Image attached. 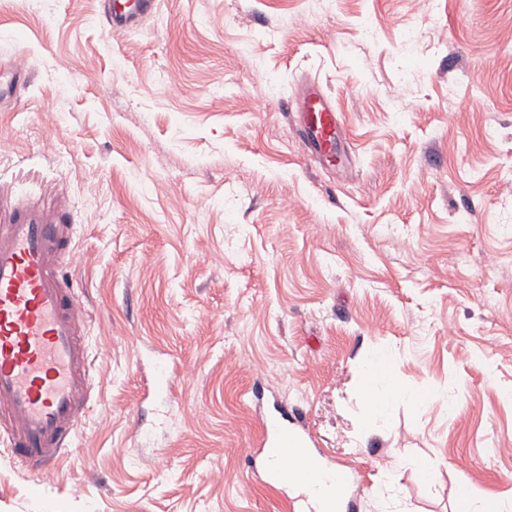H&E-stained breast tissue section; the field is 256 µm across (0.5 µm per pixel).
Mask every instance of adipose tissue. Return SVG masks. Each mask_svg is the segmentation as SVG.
I'll return each instance as SVG.
<instances>
[{"label":"adipose tissue","instance_id":"adipose-tissue-1","mask_svg":"<svg viewBox=\"0 0 512 512\" xmlns=\"http://www.w3.org/2000/svg\"><path fill=\"white\" fill-rule=\"evenodd\" d=\"M393 353H386L384 359L369 357L364 372V397L374 420H383L391 404L403 401L426 406L434 399L431 391L408 392L403 385L391 377Z\"/></svg>","mask_w":512,"mask_h":512}]
</instances>
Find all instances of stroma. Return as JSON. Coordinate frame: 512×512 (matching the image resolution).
<instances>
[{"mask_svg": "<svg viewBox=\"0 0 512 512\" xmlns=\"http://www.w3.org/2000/svg\"><path fill=\"white\" fill-rule=\"evenodd\" d=\"M15 59L0 216L69 213L94 404L53 478L0 442V512H289L241 457L276 408L355 467L356 512L391 477L402 512H512V0H162L114 34L103 0H0ZM307 77L345 167L304 153ZM375 348L438 400L371 425ZM163 360L193 376L160 410ZM460 512H498L500 509L494 501L480 496L473 491L464 490L458 498V510Z\"/></svg>", "mask_w": 512, "mask_h": 512, "instance_id": "stroma-1", "label": "stroma"}]
</instances>
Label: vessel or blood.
<instances>
[{
  "label": "vessel or blood",
  "instance_id": "obj_1",
  "mask_svg": "<svg viewBox=\"0 0 512 512\" xmlns=\"http://www.w3.org/2000/svg\"><path fill=\"white\" fill-rule=\"evenodd\" d=\"M160 0H112L110 32H127L157 14ZM298 127L309 156L338 164L346 156L341 116L316 82L296 99ZM72 254L69 227L21 208L0 222V440L30 473L55 472L93 400L92 361L85 340L87 315L61 271ZM299 452L300 467L283 459ZM250 459H261L267 485L297 490L295 512H319L325 471L309 447L306 430L285 417L262 422V441ZM342 489L354 470L329 471Z\"/></svg>",
  "mask_w": 512,
  "mask_h": 512
}]
</instances>
